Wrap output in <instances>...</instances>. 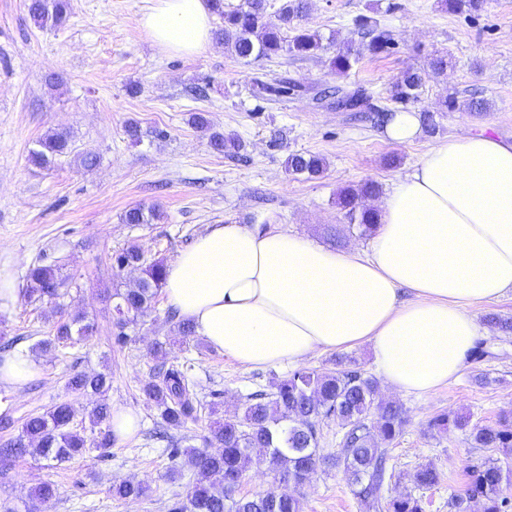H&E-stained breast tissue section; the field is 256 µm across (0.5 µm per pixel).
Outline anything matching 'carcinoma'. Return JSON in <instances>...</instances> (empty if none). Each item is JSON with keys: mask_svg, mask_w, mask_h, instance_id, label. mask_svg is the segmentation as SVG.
<instances>
[{"mask_svg": "<svg viewBox=\"0 0 512 512\" xmlns=\"http://www.w3.org/2000/svg\"><path fill=\"white\" fill-rule=\"evenodd\" d=\"M211 11L222 24L214 31L215 39L237 58L250 62L270 59L283 53L298 59L319 58L332 50L329 59L332 72L339 77L350 73L366 54L386 53L393 45L389 31L380 27L377 19L363 15L356 20L360 40H347L333 48L335 39L325 38L318 30L302 24L308 10V0H281L274 13L268 12V0H243L225 9L224 0H209ZM454 12L477 13L484 0H444ZM28 12L39 28L63 25L70 15V0H28ZM443 56L431 58L428 69L407 70L389 88L390 100L407 107L418 100L426 76H438L447 69ZM301 87L287 81H254L253 93L267 101H278L295 95ZM336 105L350 112H376L373 96L364 88L346 89L336 86ZM210 147L218 154L237 156L243 149L241 141L232 135L214 131L209 135ZM72 152L70 134L51 131L37 141L30 153L31 161L47 166L58 156ZM324 160L316 155L295 152L288 155L286 169L291 174L311 177L323 173ZM381 187L366 181L357 187H346L336 194V206L349 226L357 227L360 236H368L377 224L378 211L371 201L379 196ZM163 218L156 207L134 206L125 211L126 224H152ZM113 267L117 271H140L135 283L123 290L115 289L113 310L119 332L116 341L126 339L124 328L145 312L166 279L167 265L162 260L146 262L139 248L127 247L115 254ZM28 297L53 300L59 295L61 279L52 266H34L26 274ZM94 326L84 317L60 318L51 326V335L36 344L38 349L66 347L93 334ZM338 369L317 372L299 369L274 385V391L254 393L248 397L242 416L217 419L204 438V448L181 449L172 444V457L183 458V465L197 474L196 482L177 500L171 512H301L300 502L291 495L274 491L253 497H235L242 478L258 464L248 449H269L268 464L288 480L299 484L317 469L320 462V423L336 420L344 429L336 460L343 464L344 474L353 486L355 496L376 512H423L421 499L409 494L387 498L385 486L391 479L387 461V446L408 423L403 405L379 397L378 381L360 368H350L342 360ZM112 377L108 373H76L67 387L77 396H106ZM145 398L161 411L162 420L179 426L197 417V399L185 374L169 369L146 382L142 387ZM74 410L67 403L54 405L47 412L29 417L22 434L0 448V473L24 456L65 461L82 455L87 441L72 427ZM99 433L92 445L99 449L112 447V410L99 403L92 413ZM428 428L450 432L458 429L477 448L496 451L497 458L470 467V481L465 497L455 500L462 508L464 500L482 503V512H508L509 500L503 485L512 482V417L505 415L493 424L471 422L468 414L441 413L433 417ZM220 452L212 453L210 449ZM419 489H429L439 482V473L432 466L416 469L410 476ZM148 487L131 481L112 488L117 498L141 497Z\"/></svg>", "mask_w": 512, "mask_h": 512, "instance_id": "carcinoma-1", "label": "carcinoma"}]
</instances>
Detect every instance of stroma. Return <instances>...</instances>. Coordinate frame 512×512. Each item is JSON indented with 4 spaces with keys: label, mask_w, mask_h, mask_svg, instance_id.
<instances>
[{
    "label": "stroma",
    "mask_w": 512,
    "mask_h": 512,
    "mask_svg": "<svg viewBox=\"0 0 512 512\" xmlns=\"http://www.w3.org/2000/svg\"><path fill=\"white\" fill-rule=\"evenodd\" d=\"M372 2L309 0L307 22L342 41ZM396 2L394 13L378 15L393 49L364 56L341 80L325 57L283 54L247 63L220 43L197 55L161 51L139 23L152 0H71L69 22L44 29L31 22L27 0H0V276L16 288L14 298L0 303V334L17 338L15 353L34 355L38 363L22 386L0 382V412L9 411L13 420L11 428L0 429V447L20 434L29 416L66 401L75 409V429L96 435L89 417L96 397H79L66 387L77 372L110 371L108 404L140 419L135 436L114 441L105 453L90 448L62 463L18 459L0 474V512H169L185 496L194 474L174 467L168 443L154 435L160 411L141 392L158 364L151 352L155 341L168 340L167 366L185 372L202 404L196 420L169 430L183 449L201 446L215 416L241 415L250 394L272 392L294 370L288 363L252 369L200 337L176 336L161 293L129 325L127 341L116 343L111 295L137 278L113 270L116 252L136 246L146 259L169 262L209 225L227 223L285 230L336 250L363 247L366 238L347 227L336 207L341 188L372 180L390 189L426 151L457 134L512 142V0H486L484 10L471 15L440 0ZM436 54L447 56L448 69L427 79L412 109L434 112L438 129L414 142L391 143L364 115L312 99V90L340 83L364 87L377 106L392 108L391 84L406 69L426 68ZM258 77L288 78L304 92L263 101L250 92ZM198 86L207 87V97L194 95ZM476 90L488 100V111H441L447 94L464 102ZM196 112L206 113L210 131L239 137L241 156L215 153L210 131L191 123ZM130 121L140 127L139 141L125 133ZM54 129L70 131L74 153L95 152L99 165L83 170L72 155L47 167L33 165L31 150ZM295 151L323 158V174L286 173L285 160ZM392 156L398 159L393 166L387 163ZM133 205L159 207L165 217L155 224L123 223ZM38 264L57 267L64 281L54 300L25 295L26 273ZM469 311L482 321V334L455 380L428 395L379 387L383 399L399 402L408 415L389 446L393 478L386 493L420 498L423 512H481L478 502L458 509L453 500L465 488L469 467L489 456L463 431L429 430V420L459 411L493 423L512 413V333L485 321L491 314L512 317V294L472 304ZM77 313L95 325L92 337L47 353L36 350L53 321ZM320 429L324 461L303 484L281 483L263 462L244 476L239 494L285 492L299 499L301 512H366L336 462L342 428L328 421ZM429 465L440 474L438 484L415 489L410 474ZM128 480L147 485V495L114 498L113 484ZM42 482L56 489L44 505L30 497Z\"/></svg>",
    "instance_id": "35a3bbf8"
}]
</instances>
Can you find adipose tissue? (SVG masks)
Returning <instances> with one entry per match:
<instances>
[{
	"mask_svg": "<svg viewBox=\"0 0 512 512\" xmlns=\"http://www.w3.org/2000/svg\"><path fill=\"white\" fill-rule=\"evenodd\" d=\"M207 0H156L142 27L163 50L212 41ZM365 249L215 224L167 267L164 291L216 351L249 366L369 346L384 382L429 394L480 326L466 304L512 291V144L466 134L429 149L378 205Z\"/></svg>",
	"mask_w": 512,
	"mask_h": 512,
	"instance_id": "1",
	"label": "adipose tissue"
}]
</instances>
